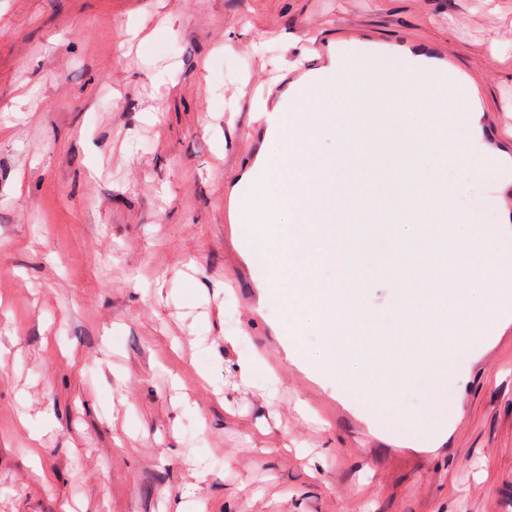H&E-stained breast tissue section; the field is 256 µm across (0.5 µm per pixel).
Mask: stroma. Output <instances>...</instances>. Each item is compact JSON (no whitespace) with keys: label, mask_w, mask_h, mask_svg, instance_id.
I'll list each match as a JSON object with an SVG mask.
<instances>
[{"label":"stroma","mask_w":512,"mask_h":512,"mask_svg":"<svg viewBox=\"0 0 512 512\" xmlns=\"http://www.w3.org/2000/svg\"><path fill=\"white\" fill-rule=\"evenodd\" d=\"M141 32L125 41V24ZM316 35L311 59L290 38ZM418 54L447 87L412 112H478L453 209L512 256V0H0V512H512V301L460 314L486 337L397 407L431 453L322 413L289 368L244 357L293 317L245 296L227 232L268 137L256 90L357 43Z\"/></svg>","instance_id":"obj_1"}]
</instances>
